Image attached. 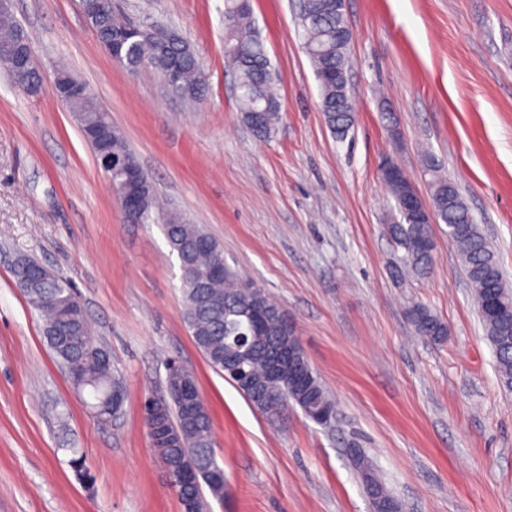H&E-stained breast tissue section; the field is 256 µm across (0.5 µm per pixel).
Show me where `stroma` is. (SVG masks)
I'll return each mask as SVG.
<instances>
[{
  "instance_id": "stroma-1",
  "label": "stroma",
  "mask_w": 512,
  "mask_h": 512,
  "mask_svg": "<svg viewBox=\"0 0 512 512\" xmlns=\"http://www.w3.org/2000/svg\"><path fill=\"white\" fill-rule=\"evenodd\" d=\"M178 32L207 78L191 107L151 70L100 47L79 0H13L44 81L15 91L0 71V512H182L150 444L144 403L166 366L196 378L225 473L211 512H372L358 446L402 512H512V393L444 225L431 272L403 264L379 163L391 153L421 195L430 151L512 276V0H346L354 125L337 140L298 33L294 0H250L280 84L282 119L255 140L224 56V0H115ZM65 66L110 112L160 204L200 224L227 264L294 325L336 403L330 426L289 406L254 408L197 349L178 259L159 225L127 223L75 116L55 92ZM70 279L125 387L98 421L17 288L18 257ZM448 327L434 344L408 318ZM83 451L91 481L68 461ZM409 320L415 332L430 342L440 343L448 335L447 326L423 304L412 306Z\"/></svg>"
}]
</instances>
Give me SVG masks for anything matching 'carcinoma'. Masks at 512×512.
Returning <instances> with one entry per match:
<instances>
[{
    "mask_svg": "<svg viewBox=\"0 0 512 512\" xmlns=\"http://www.w3.org/2000/svg\"><path fill=\"white\" fill-rule=\"evenodd\" d=\"M88 20L99 39L105 40L112 34L133 46V54L123 66L147 68L160 77L175 67L179 72L175 95L194 103L206 99L208 85L196 54L177 33L170 32L164 42L158 40L151 34L150 25L135 24L120 16L112 0H98V4L89 5ZM18 26L12 15L0 14V52L11 46ZM298 26L302 30L304 51L318 82L324 122L336 138L343 139L354 124L349 86L345 83L350 69L351 38L344 7L337 0H300ZM224 43L226 54L232 60L238 110L254 137L265 141L279 121L281 103L276 93L277 75L251 19L249 0H224ZM66 105L75 113L79 124H89L90 132L96 136L93 149L96 159L103 166H112L114 179H119V169L135 158L120 130L101 123L100 104L93 95L87 99L68 100ZM423 165L431 176L430 202L435 218L453 232L451 242L458 249L471 284L486 339L495 354L500 382L511 390L512 327L503 332L506 322L490 315L486 304L493 292L512 297V288L506 282L495 249L474 223L457 185H448V176L441 173L433 154L423 155ZM143 210V223L161 224L172 252L190 263L198 279L206 284L204 288H195L191 284L181 287L185 314L191 317L187 326L196 347L214 369L224 372V376L238 388L246 378H262L266 363L259 353L246 354L236 372L224 368V354L240 344V337L248 332V311H262L269 322L284 328L287 327V315L268 295L257 298L241 288L242 276L229 266L224 269L223 277L206 280L209 256L195 248V240L204 230L197 224L186 223L174 212L161 211L152 187L145 194ZM397 220L398 223L387 225L389 235L405 249L408 267L419 275L427 274L433 265L435 249L433 244L424 247V243L433 241L431 225L416 224L400 213ZM76 294L73 283L57 274L38 288L25 292L30 303L42 313L43 337L49 350L65 370L81 374L87 389V407L108 416L109 394L118 379L101 363L100 344L93 336L89 319L85 317L77 322L83 330L79 347L57 350L50 340L51 332L58 326L55 304L69 301ZM409 320L415 332L430 342L440 343L448 335L447 326L423 304L412 306ZM284 375L289 382L296 376H303L309 382L310 391L305 396L296 390H288V402L293 405L302 409L308 404L315 407L330 402L305 352L288 360ZM165 420L169 428L181 434L179 445L168 449L171 464L177 465L186 458L196 468L195 481L183 488V495L195 500L194 512H208L204 491H209L215 499L224 498V469L218 464L212 448V420L208 408L203 401H198L195 420L189 422L180 402L173 399L165 404ZM352 458L374 512H400L397 498L374 474L361 451L353 450Z\"/></svg>",
    "mask_w": 512,
    "mask_h": 512,
    "instance_id": "carcinoma-1",
    "label": "carcinoma"
}]
</instances>
